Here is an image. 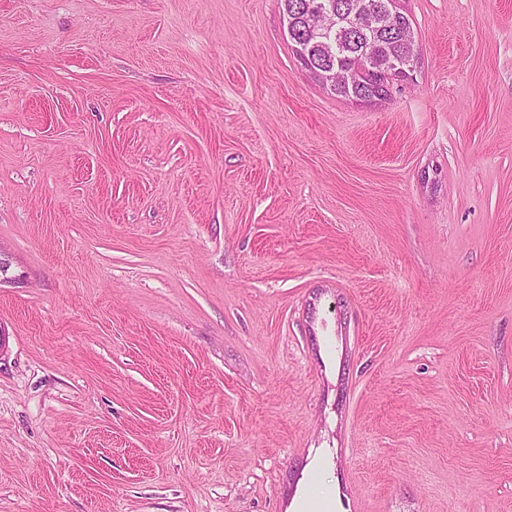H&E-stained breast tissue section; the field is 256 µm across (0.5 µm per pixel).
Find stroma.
<instances>
[{"mask_svg": "<svg viewBox=\"0 0 512 512\" xmlns=\"http://www.w3.org/2000/svg\"><path fill=\"white\" fill-rule=\"evenodd\" d=\"M385 106L280 0H0V512H512V0H402ZM383 76V74L380 76H372V78L368 79L366 82L355 86L336 88H328L326 86V88L336 98L368 101V96L371 95L372 89L382 83Z\"/></svg>", "mask_w": 512, "mask_h": 512, "instance_id": "obj_1", "label": "stroma"}]
</instances>
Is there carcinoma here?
<instances>
[{
	"label": "carcinoma",
	"mask_w": 512,
	"mask_h": 512,
	"mask_svg": "<svg viewBox=\"0 0 512 512\" xmlns=\"http://www.w3.org/2000/svg\"><path fill=\"white\" fill-rule=\"evenodd\" d=\"M281 2L283 18L288 20L294 39L305 41L311 47V71L316 75L333 67L349 69L366 58L372 59L378 68L384 69L389 67L391 58L394 56L400 57L408 64L418 57L417 47L397 44L396 36L388 32L380 30L359 32L350 29L347 24L338 33L341 51L330 56L310 39L302 25L301 17L311 8L332 4L337 13L346 16L359 4L374 7L381 0H281ZM382 79L381 75L374 76L362 84L332 88L330 93L341 99L366 101L372 89L382 83Z\"/></svg>",
	"instance_id": "cac0c4a2"
}]
</instances>
